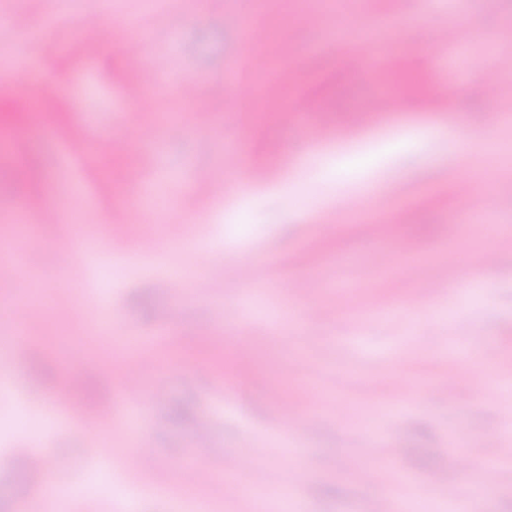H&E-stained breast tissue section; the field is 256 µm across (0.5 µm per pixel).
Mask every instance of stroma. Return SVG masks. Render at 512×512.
<instances>
[{
  "label": "stroma",
  "mask_w": 512,
  "mask_h": 512,
  "mask_svg": "<svg viewBox=\"0 0 512 512\" xmlns=\"http://www.w3.org/2000/svg\"><path fill=\"white\" fill-rule=\"evenodd\" d=\"M249 0H0V15L23 18L32 37L0 35V54L37 64L42 88L58 89L63 113L37 118L41 132L13 154L10 129L0 126V235L16 230L26 208L29 251L42 261L15 275L0 273V360L12 363L9 393L0 396V512H21L19 497L37 499L46 484L74 491V512H172L160 487L183 500H205L221 512H276L292 489L301 512H371L384 498L423 491L424 512H441L443 484L465 486L453 449L496 466V481L473 512H512V163L491 169L476 186L478 214L493 231L485 241L494 265L472 272L467 227L455 223L459 175L481 158L461 154L445 128L472 142L512 147V118L449 89L448 48L434 34L465 17L480 32L459 63L468 83L495 54L512 51V0H343L347 13L396 25L388 41L401 65L418 71L426 102L400 101L393 111L352 124L350 113L385 87V74H355L342 62L358 46L326 41L325 28L289 17L295 0H269L260 24L267 38L255 55L291 68L285 89L232 104L240 35L224 15ZM98 14L111 37H82L79 24ZM149 33L146 61L158 77L144 94L124 47L131 28ZM194 80L189 100L178 84ZM314 116L279 114L299 96ZM211 115L198 127L196 112ZM155 133L162 149L142 152L138 130ZM141 183L125 178L129 166ZM223 180L211 194L208 182ZM389 186L380 198L369 188ZM364 211H402L373 243L348 221L345 202ZM60 207L65 220L35 217ZM203 235L199 249L175 242ZM157 249L142 255L134 240ZM91 237L105 266L80 279L62 272L84 257ZM251 261L257 284L235 268ZM372 276L342 300L340 279L358 267ZM456 281L434 285L439 267ZM220 277L205 294L172 277L173 268ZM40 279L51 321L27 327L33 341L16 343L11 301L23 279ZM153 344L156 359L143 375L145 402L138 439L124 428L87 430L88 410L67 412L58 394L70 374L94 378L102 399L126 410L122 357L111 336ZM79 337V358L65 337ZM224 339L221 355L211 340ZM483 357L474 371L466 356ZM455 373L452 399L429 398L431 384ZM293 395L300 414H318L309 429L282 424L279 405ZM207 430L198 448V430ZM40 443L47 462L37 475L12 466L13 449ZM117 464L111 480L91 485L100 443ZM152 461L136 476L124 464L134 444ZM253 454L250 495L225 491L227 459ZM208 472L189 487L180 477L198 457Z\"/></svg>",
  "instance_id": "obj_1"
}]
</instances>
